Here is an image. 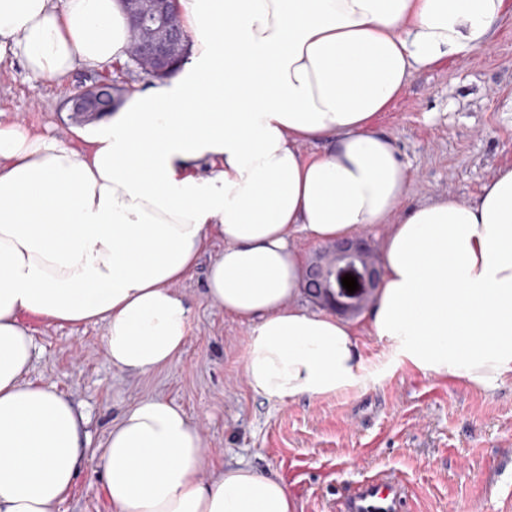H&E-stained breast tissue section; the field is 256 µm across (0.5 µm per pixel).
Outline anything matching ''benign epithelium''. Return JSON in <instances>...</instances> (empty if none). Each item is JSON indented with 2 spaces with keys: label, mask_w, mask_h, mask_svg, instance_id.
Returning <instances> with one entry per match:
<instances>
[{
  "label": "benign epithelium",
  "mask_w": 512,
  "mask_h": 512,
  "mask_svg": "<svg viewBox=\"0 0 512 512\" xmlns=\"http://www.w3.org/2000/svg\"><path fill=\"white\" fill-rule=\"evenodd\" d=\"M129 22L130 59L151 77L171 74L184 61L189 44L173 0H120ZM116 87L100 81L75 91L64 103L70 115L87 121L112 111ZM351 274L359 289L350 294L341 278ZM382 270L362 236L334 241L320 249L307 264L303 288L307 297L336 314L351 316L362 311L379 288Z\"/></svg>",
  "instance_id": "obj_1"
}]
</instances>
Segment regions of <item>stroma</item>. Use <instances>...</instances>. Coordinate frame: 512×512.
<instances>
[{"label": "stroma", "instance_id": "1", "mask_svg": "<svg viewBox=\"0 0 512 512\" xmlns=\"http://www.w3.org/2000/svg\"><path fill=\"white\" fill-rule=\"evenodd\" d=\"M99 81L128 88L149 76L84 69L56 80L21 64L0 72V121L79 146L63 101ZM377 126L410 173L408 204L444 195L476 200L512 165V14L487 47L416 72ZM204 267L180 284L193 309L182 352L165 368L132 375L114 367L98 325L24 315L37 350L29 378L69 397L87 418L90 447L138 400L159 395L201 429L208 469L244 462L282 480L296 512H339L341 494L364 477L393 472L410 512H512V376L493 389L426 375L359 326L365 382L348 392L279 403L256 395L243 373L248 323L204 296ZM56 512H112L101 479L81 474Z\"/></svg>", "mask_w": 512, "mask_h": 512}]
</instances>
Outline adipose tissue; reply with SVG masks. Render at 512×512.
I'll return each mask as SVG.
<instances>
[{"label":"adipose tissue","instance_id":"obj_1","mask_svg":"<svg viewBox=\"0 0 512 512\" xmlns=\"http://www.w3.org/2000/svg\"><path fill=\"white\" fill-rule=\"evenodd\" d=\"M189 38L173 74L76 129V149L0 121V512H55L81 472L113 512H295L247 464L204 476L179 406L140 401L88 445L74 402L28 380L21 315L103 324L118 369L145 375L187 342L178 286L212 240L205 296L249 323L243 371L270 401L366 378L357 327L295 304L301 232L384 226L370 333L426 374L490 389L512 375V167L466 201L408 205L409 175L376 119L413 70L486 47L512 0H175ZM118 0H0V70L53 80L127 60ZM325 144L304 156L300 144Z\"/></svg>","mask_w":512,"mask_h":512}]
</instances>
